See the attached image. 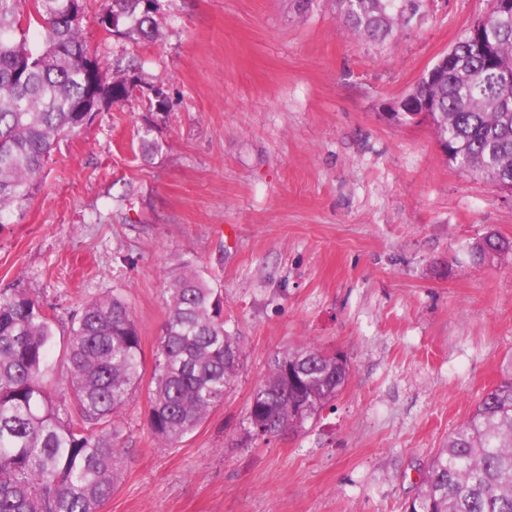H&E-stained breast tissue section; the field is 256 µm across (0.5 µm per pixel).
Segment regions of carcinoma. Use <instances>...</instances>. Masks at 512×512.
Listing matches in <instances>:
<instances>
[{
    "label": "carcinoma",
    "instance_id": "cac0c4a2",
    "mask_svg": "<svg viewBox=\"0 0 512 512\" xmlns=\"http://www.w3.org/2000/svg\"><path fill=\"white\" fill-rule=\"evenodd\" d=\"M424 0H338L359 36L383 41ZM84 0H0V224L38 188L56 139L89 124L80 112L100 59L82 37ZM112 35L160 37L144 0H109L98 17ZM38 28V45L29 40ZM466 73L421 78L412 93L435 106L431 124L461 170L512 188V13L455 45ZM109 103L139 79L134 57L112 61ZM485 262L512 254L496 235L471 246ZM168 313L153 354L148 426L177 446L223 403L242 349L224 329V303L190 268L170 277ZM55 317L21 289L0 291V512H100L121 471V418L144 379L141 337L125 298L86 301L71 319L63 379H47ZM339 356L306 344L275 355L252 395L247 434L298 432L342 391ZM406 512H512V374L478 399L427 464Z\"/></svg>",
    "mask_w": 512,
    "mask_h": 512
}]
</instances>
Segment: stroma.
Listing matches in <instances>:
<instances>
[{"label":"stroma","mask_w":512,"mask_h":512,"mask_svg":"<svg viewBox=\"0 0 512 512\" xmlns=\"http://www.w3.org/2000/svg\"><path fill=\"white\" fill-rule=\"evenodd\" d=\"M105 2L85 0L82 23L104 76L136 57L171 106L151 117L134 93L59 140L0 224V290L54 313L57 377L72 315L114 290L152 357L168 278L188 265L221 294L244 361L174 448L136 392L101 512H405L512 361V258L470 253L489 233L512 240V196L390 107L490 0H427L382 42L354 35L337 0H161V38L135 43L99 25ZM305 343L343 355L347 384L304 431L247 440L270 360Z\"/></svg>","instance_id":"35a3bbf8"}]
</instances>
